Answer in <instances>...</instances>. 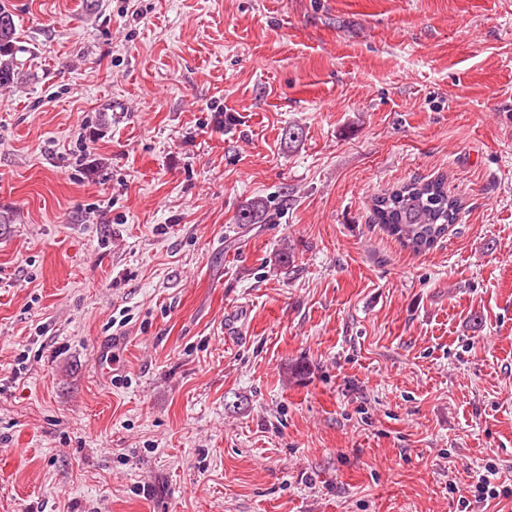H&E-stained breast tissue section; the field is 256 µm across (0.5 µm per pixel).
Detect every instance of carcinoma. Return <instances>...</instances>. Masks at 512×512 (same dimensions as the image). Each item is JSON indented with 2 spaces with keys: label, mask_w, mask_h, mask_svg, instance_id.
I'll return each instance as SVG.
<instances>
[{
  "label": "carcinoma",
  "mask_w": 512,
  "mask_h": 512,
  "mask_svg": "<svg viewBox=\"0 0 512 512\" xmlns=\"http://www.w3.org/2000/svg\"><path fill=\"white\" fill-rule=\"evenodd\" d=\"M24 52L26 47L20 44L14 15L0 7V87L14 83L18 76L17 55ZM461 209V201L448 194L442 175L403 182L372 199L375 223L414 253L433 248L447 235Z\"/></svg>",
  "instance_id": "carcinoma-1"
}]
</instances>
